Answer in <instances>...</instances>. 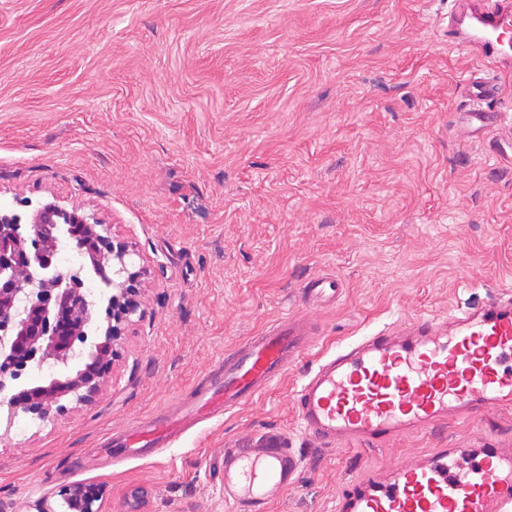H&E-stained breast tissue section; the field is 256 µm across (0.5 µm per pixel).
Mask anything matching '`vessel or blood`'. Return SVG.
Wrapping results in <instances>:
<instances>
[{"mask_svg": "<svg viewBox=\"0 0 512 512\" xmlns=\"http://www.w3.org/2000/svg\"><path fill=\"white\" fill-rule=\"evenodd\" d=\"M466 22L450 37L502 63L512 35V0H467ZM500 81L473 85L472 120L487 116L479 104L500 93ZM340 279L311 280L308 296L334 299ZM308 346L307 330L291 318L276 320L225 356L209 388L180 415H160L121 434L117 445L133 456L169 446L185 420L230 412L276 384ZM302 431L324 447L359 442L387 444L408 431L435 430L495 404L512 408V295L451 318H422L410 335L381 330L323 355L296 391ZM301 456L268 439L224 451V500L233 512H267L271 497L292 486ZM340 512H512V450L441 448L392 474L346 482Z\"/></svg>", "mask_w": 512, "mask_h": 512, "instance_id": "1", "label": "vessel or blood"}]
</instances>
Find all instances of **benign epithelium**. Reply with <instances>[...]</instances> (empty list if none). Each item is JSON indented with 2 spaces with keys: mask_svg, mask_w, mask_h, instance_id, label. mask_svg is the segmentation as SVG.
<instances>
[{
  "mask_svg": "<svg viewBox=\"0 0 512 512\" xmlns=\"http://www.w3.org/2000/svg\"><path fill=\"white\" fill-rule=\"evenodd\" d=\"M74 249L81 270L100 279L93 294L78 275L59 267L63 249ZM135 251L111 234L110 225L57 199L21 212L0 202V432L16 418L44 420L61 400L91 402L116 356L126 328L141 311L147 269ZM105 313L106 326L96 322ZM53 366L37 384H19L25 370ZM82 484L69 488V512H100Z\"/></svg>",
  "mask_w": 512,
  "mask_h": 512,
  "instance_id": "benign-epithelium-1",
  "label": "benign epithelium"
}]
</instances>
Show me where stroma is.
<instances>
[{"instance_id":"1","label":"stroma","mask_w":512,"mask_h":512,"mask_svg":"<svg viewBox=\"0 0 512 512\" xmlns=\"http://www.w3.org/2000/svg\"><path fill=\"white\" fill-rule=\"evenodd\" d=\"M453 0H0V200L97 212L149 270L143 314L89 403L0 437V512H231L224 451L301 454L269 512H335L359 472L512 442V409L368 448L316 446L294 394L317 359L383 327L512 291V86L469 136ZM339 277L335 304L304 298ZM317 331L269 391L171 447L114 462L112 438L283 316ZM66 503L71 512H100L99 507L94 509L97 501L93 494H89L82 484H75L69 488Z\"/></svg>"}]
</instances>
